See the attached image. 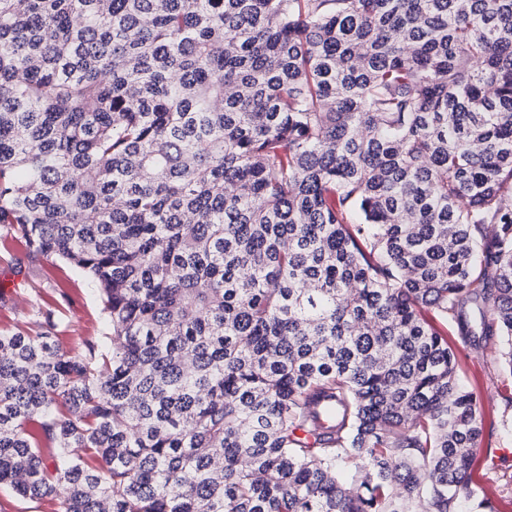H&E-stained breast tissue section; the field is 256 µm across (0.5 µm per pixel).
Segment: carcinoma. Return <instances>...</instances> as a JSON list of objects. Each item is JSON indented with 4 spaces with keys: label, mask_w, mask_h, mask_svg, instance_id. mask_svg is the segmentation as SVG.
<instances>
[{
    "label": "carcinoma",
    "mask_w": 512,
    "mask_h": 512,
    "mask_svg": "<svg viewBox=\"0 0 512 512\" xmlns=\"http://www.w3.org/2000/svg\"><path fill=\"white\" fill-rule=\"evenodd\" d=\"M0 227L108 323L0 332V488L499 512L467 371L512 441V0H0Z\"/></svg>",
    "instance_id": "carcinoma-1"
}]
</instances>
